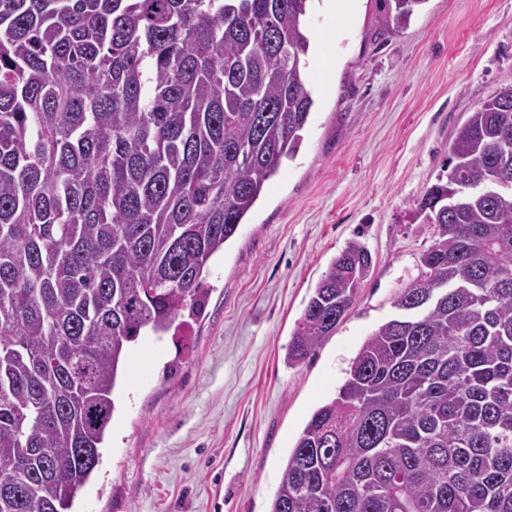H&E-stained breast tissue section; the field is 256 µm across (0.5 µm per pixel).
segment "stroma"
Here are the masks:
<instances>
[{
	"label": "stroma",
	"mask_w": 512,
	"mask_h": 512,
	"mask_svg": "<svg viewBox=\"0 0 512 512\" xmlns=\"http://www.w3.org/2000/svg\"><path fill=\"white\" fill-rule=\"evenodd\" d=\"M306 33L315 114L301 149L213 257L202 313L130 352L72 512H269L305 424L421 275L433 228L412 221L415 205L470 112L512 87V0H426L401 27L386 0H353L341 29L317 0ZM352 241L369 276L335 332L288 363L297 320Z\"/></svg>",
	"instance_id": "1"
}]
</instances>
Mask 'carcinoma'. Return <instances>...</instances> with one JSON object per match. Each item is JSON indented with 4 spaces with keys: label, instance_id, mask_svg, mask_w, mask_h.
<instances>
[{
    "label": "carcinoma",
    "instance_id": "cac0c4a2",
    "mask_svg": "<svg viewBox=\"0 0 512 512\" xmlns=\"http://www.w3.org/2000/svg\"><path fill=\"white\" fill-rule=\"evenodd\" d=\"M314 0H0V512H69L129 346L200 313L314 106ZM426 0H388L400 26ZM412 212L435 227L288 455L269 512H512V87ZM350 242L288 361L345 317Z\"/></svg>",
    "mask_w": 512,
    "mask_h": 512
}]
</instances>
